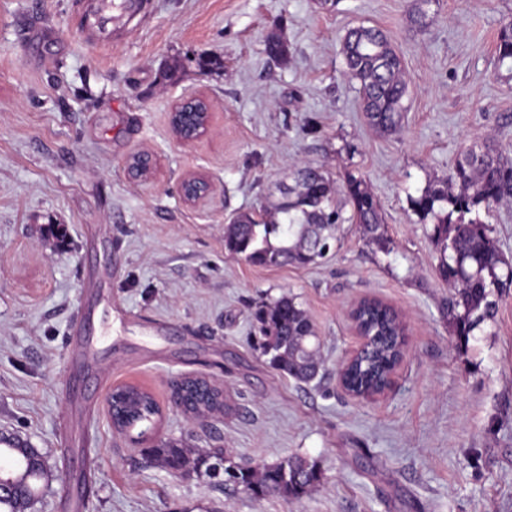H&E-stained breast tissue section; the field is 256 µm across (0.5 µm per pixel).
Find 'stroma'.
<instances>
[{"instance_id":"stroma-1","label":"stroma","mask_w":512,"mask_h":512,"mask_svg":"<svg viewBox=\"0 0 512 512\" xmlns=\"http://www.w3.org/2000/svg\"><path fill=\"white\" fill-rule=\"evenodd\" d=\"M90 0H0V432L46 456L29 512H512V288L458 347L453 290L431 224L410 200L490 140L512 159V69L494 51L512 0H146L131 21L87 28ZM391 38L409 80L401 128L366 123L341 39ZM288 45L278 63L270 36ZM210 54L220 68H202ZM176 73H169V66ZM205 96L213 132L173 134L174 103ZM157 166L128 176L130 155ZM347 175L383 209L390 251L342 225L321 264L233 258L224 229L272 210L295 170ZM212 192L185 202L180 184ZM294 297L323 362L299 383L253 342L257 305ZM402 313L408 351L373 400L337 381L355 343L347 308ZM96 365H76L86 337ZM205 376L223 412L192 417L176 381ZM147 390L161 414L143 438L113 429L112 388ZM226 450L247 467L301 457L320 484L294 501L254 498L146 458L165 441ZM197 184V187H195ZM194 188L195 191L192 189ZM210 182L199 173H188L181 182V193L188 202H195L207 196L211 191Z\"/></svg>"}]
</instances>
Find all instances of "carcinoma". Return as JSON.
<instances>
[{"label": "carcinoma", "instance_id": "carcinoma-1", "mask_svg": "<svg viewBox=\"0 0 512 512\" xmlns=\"http://www.w3.org/2000/svg\"><path fill=\"white\" fill-rule=\"evenodd\" d=\"M143 0H112L119 17H133ZM268 54L278 62L288 59V46L278 36L267 43ZM495 53L498 62L512 61V22L500 26ZM343 54L349 76L360 85L365 118L376 132L396 131L406 111L408 81L401 59L389 36L371 27L350 30L343 40ZM343 193L349 215L332 205V187L325 172L303 166L296 170L294 184L281 194L274 212L255 216L237 215L224 232V248L235 257L265 268L305 267L327 257L343 224H356L363 234L388 250L389 240L379 233L383 224L379 200L367 184L354 176L347 178ZM512 197V162L504 159L491 143L474 142L460 153L450 177L432 184L416 198H410L421 220H431L432 237L440 246L439 275L455 288L448 298V317L459 342L467 343L481 324L494 319L497 296L512 279V262L491 236L480 210ZM259 347L270 356V364L300 383H309L319 374L318 343L314 326L295 298L282 296L261 305L254 313ZM363 331L373 336L371 347L361 362L346 375L356 391L376 389L400 359V324L382 303L366 301L357 311ZM183 411L189 414L224 410L223 393L198 378H188L181 386ZM159 406L148 394L129 390L118 394L113 420L127 432L142 422H152ZM149 456L170 473L184 475L203 472L210 477L224 474V485L234 486L254 497L277 494L298 500L321 481L313 462L287 458L276 463L231 470V460L221 454L197 452L168 441L148 449ZM16 462L10 478L12 497L0 499V512H27L34 496L48 480L46 466L29 468L27 449L0 440V458ZM216 462H211V459Z\"/></svg>", "mask_w": 512, "mask_h": 512}]
</instances>
